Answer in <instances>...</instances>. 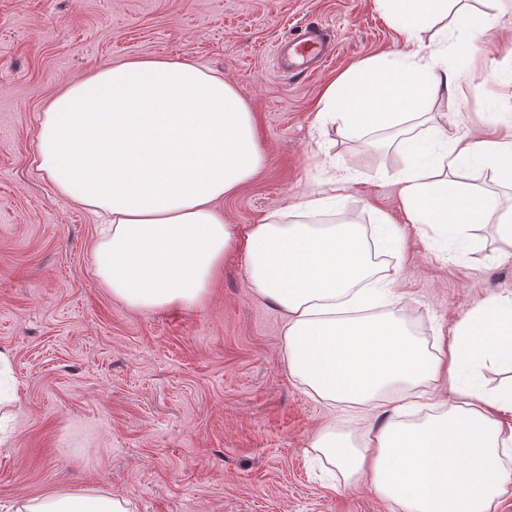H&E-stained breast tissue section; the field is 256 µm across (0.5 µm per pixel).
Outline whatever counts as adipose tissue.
Segmentation results:
<instances>
[{
	"label": "adipose tissue",
	"instance_id": "obj_1",
	"mask_svg": "<svg viewBox=\"0 0 512 512\" xmlns=\"http://www.w3.org/2000/svg\"><path fill=\"white\" fill-rule=\"evenodd\" d=\"M413 39L446 17L451 0H376ZM442 50L361 65L324 90L318 121L354 133L423 117L456 86ZM480 153L512 184V142L455 139L440 170ZM37 167L59 193L102 223L95 271L113 299L139 310L195 304L224 255L242 247L256 292L285 309L291 373L330 407L365 410L394 391L380 431L321 429L312 448L341 482L365 479L398 512H493L512 478V388L463 390L428 411L430 387L462 366L512 363V304L484 301L434 346L414 336L402 298L381 281L363 225L285 224L269 218L239 234L218 203L262 164L253 116L222 76L166 58L132 60L79 78L39 115ZM406 216L450 229L488 218L483 191L414 168L402 180ZM382 314H374V307ZM16 512H129L125 499L73 491L21 501Z\"/></svg>",
	"mask_w": 512,
	"mask_h": 512
}]
</instances>
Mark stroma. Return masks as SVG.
Masks as SVG:
<instances>
[{
  "mask_svg": "<svg viewBox=\"0 0 512 512\" xmlns=\"http://www.w3.org/2000/svg\"><path fill=\"white\" fill-rule=\"evenodd\" d=\"M464 14L497 20L480 53L465 46ZM306 23L332 28L336 51L303 77L284 72L274 50ZM420 43L444 48L461 89L438 97L429 120L405 123L411 137L512 133V0H454ZM407 49L375 0H0V350L16 390L0 405V512L78 488L127 499L133 512H391L367 483L330 487L311 443L332 423L378 430L392 395L357 413L307 394L288 369L287 314L257 295L242 251L225 254L199 304L135 310L113 300L94 270L95 217L34 158L37 116L72 80L141 58L209 69L247 102L263 156L225 197V222L246 231L349 174L344 214L367 226L377 212L391 216L400 239L378 275L430 342L478 303L512 301V250L491 218L457 233L410 223L400 189L413 158L388 133L316 122L333 79ZM448 180L499 205L512 198L485 164Z\"/></svg>",
  "mask_w": 512,
  "mask_h": 512,
  "instance_id": "35a3bbf8",
  "label": "stroma"
}]
</instances>
